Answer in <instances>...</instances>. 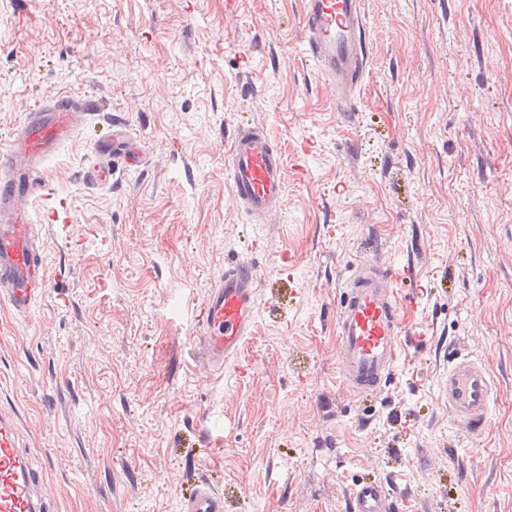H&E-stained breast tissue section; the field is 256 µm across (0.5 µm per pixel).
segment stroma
<instances>
[{"label": "stroma", "instance_id": "stroma-1", "mask_svg": "<svg viewBox=\"0 0 512 512\" xmlns=\"http://www.w3.org/2000/svg\"><path fill=\"white\" fill-rule=\"evenodd\" d=\"M0 0V148L61 91L99 103L48 162L68 229L37 227L48 287L0 303V404L20 415L53 512H347L377 479L404 512H512V0H364L371 66L336 111L300 0ZM146 150L83 184L92 128ZM254 123L286 167L282 210L230 199L225 146ZM306 154L307 173L295 164ZM378 252L402 287L406 358L376 396L339 384L336 297ZM235 261L258 272L250 336L220 374L198 314ZM491 374L484 436L448 415V350ZM180 512H224V495L208 480H198L183 492Z\"/></svg>", "mask_w": 512, "mask_h": 512}]
</instances>
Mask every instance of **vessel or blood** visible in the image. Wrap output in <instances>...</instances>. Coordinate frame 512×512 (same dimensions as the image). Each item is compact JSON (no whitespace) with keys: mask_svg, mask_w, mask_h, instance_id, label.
Wrapping results in <instances>:
<instances>
[{"mask_svg":"<svg viewBox=\"0 0 512 512\" xmlns=\"http://www.w3.org/2000/svg\"><path fill=\"white\" fill-rule=\"evenodd\" d=\"M363 0H302L301 41L336 95V109H353L354 90L368 65ZM86 96L61 93L26 112L7 148L0 150V300L19 315L29 314L47 290L45 258L36 245L35 217L56 224L71 221L65 198L49 190L46 166L94 112ZM97 161L83 171L89 185L111 182L115 170L142 162V149L127 124L110 121L95 145ZM233 202L264 220L283 205L285 164L259 127L238 125L225 153ZM256 268L238 262L225 269L200 311L199 356L220 370L237 354L253 325L258 289ZM395 271L369 256L345 277L336 303L340 384L345 392L368 395L389 382L401 360L405 322ZM494 382L477 360L454 356L448 368V413L469 438L489 422ZM41 472L34 470L19 442L18 418L0 408V512H49ZM349 512H396L384 484L356 483ZM180 512H224V495L207 480L190 484Z\"/></svg>","mask_w":512,"mask_h":512,"instance_id":"obj_1","label":"vessel or blood"}]
</instances>
